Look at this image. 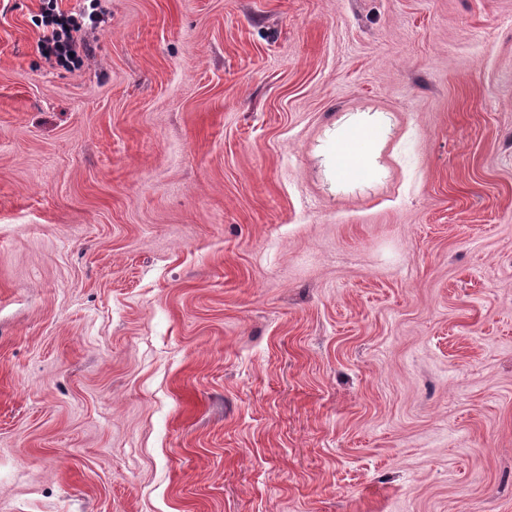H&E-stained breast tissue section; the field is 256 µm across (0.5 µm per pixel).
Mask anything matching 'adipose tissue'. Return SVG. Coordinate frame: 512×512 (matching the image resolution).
<instances>
[{
  "label": "adipose tissue",
  "instance_id": "1",
  "mask_svg": "<svg viewBox=\"0 0 512 512\" xmlns=\"http://www.w3.org/2000/svg\"><path fill=\"white\" fill-rule=\"evenodd\" d=\"M386 119L378 114L355 115L329 136L325 164L335 175L368 178L379 173L377 159L388 135Z\"/></svg>",
  "mask_w": 512,
  "mask_h": 512
}]
</instances>
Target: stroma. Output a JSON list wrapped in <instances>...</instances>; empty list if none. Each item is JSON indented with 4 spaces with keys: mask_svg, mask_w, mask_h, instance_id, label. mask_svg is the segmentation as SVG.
I'll return each instance as SVG.
<instances>
[{
    "mask_svg": "<svg viewBox=\"0 0 512 512\" xmlns=\"http://www.w3.org/2000/svg\"><path fill=\"white\" fill-rule=\"evenodd\" d=\"M51 3L0 0V512H512V0H101L69 66ZM389 127L378 114L351 116L332 131L325 164L336 175L368 178L379 174L377 159Z\"/></svg>",
    "mask_w": 512,
    "mask_h": 512,
    "instance_id": "stroma-1",
    "label": "stroma"
}]
</instances>
